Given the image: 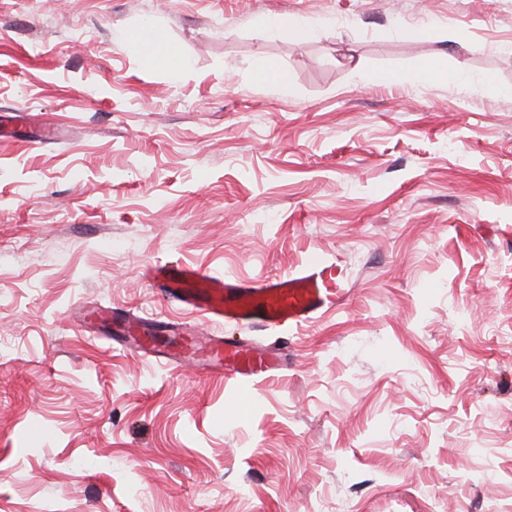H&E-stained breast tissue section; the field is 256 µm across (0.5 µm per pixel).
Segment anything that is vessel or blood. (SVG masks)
<instances>
[{
    "mask_svg": "<svg viewBox=\"0 0 512 512\" xmlns=\"http://www.w3.org/2000/svg\"><path fill=\"white\" fill-rule=\"evenodd\" d=\"M149 276L160 282L169 299L212 324L298 327L342 304L345 297L340 268L316 256L307 258L298 271L251 282L225 279L177 261L155 263ZM185 333L180 365L235 379L259 378L278 367L261 349L191 327Z\"/></svg>",
    "mask_w": 512,
    "mask_h": 512,
    "instance_id": "vessel-or-blood-1",
    "label": "vessel or blood"
}]
</instances>
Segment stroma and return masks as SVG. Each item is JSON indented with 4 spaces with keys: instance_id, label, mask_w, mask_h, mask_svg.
<instances>
[{
    "instance_id": "stroma-1",
    "label": "stroma",
    "mask_w": 512,
    "mask_h": 512,
    "mask_svg": "<svg viewBox=\"0 0 512 512\" xmlns=\"http://www.w3.org/2000/svg\"><path fill=\"white\" fill-rule=\"evenodd\" d=\"M311 252L348 294L298 328L210 327L147 273ZM86 306L290 364L176 372ZM0 512H512V0H0ZM310 26V22L302 18H294L288 16H257L252 21L253 29L261 34L268 29H276L282 36L288 39L297 38L306 28ZM133 39L149 49L148 55L161 52L164 55L169 74L173 78L182 75L187 67L186 60L165 39L162 29L150 22L141 24L136 30L129 33ZM253 78L261 84H273L281 87L285 86L288 80L283 68L271 60H264L255 70ZM455 74L448 73L447 70L441 68L435 61L427 60L422 62L416 71L415 79L424 84L435 83L440 80H453Z\"/></svg>"
}]
</instances>
